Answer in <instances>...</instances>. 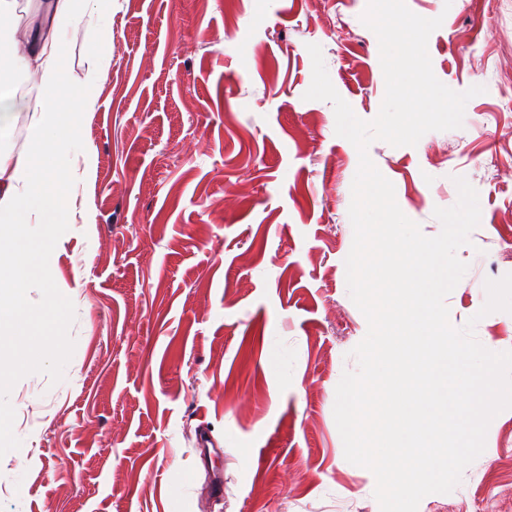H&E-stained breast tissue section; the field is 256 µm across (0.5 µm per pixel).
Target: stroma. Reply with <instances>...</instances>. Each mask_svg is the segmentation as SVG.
Masks as SVG:
<instances>
[{
	"instance_id": "stroma-1",
	"label": "stroma",
	"mask_w": 512,
	"mask_h": 512,
	"mask_svg": "<svg viewBox=\"0 0 512 512\" xmlns=\"http://www.w3.org/2000/svg\"><path fill=\"white\" fill-rule=\"evenodd\" d=\"M367 0H112L63 34L69 84L88 40L112 31V66L53 158L91 223L57 213L51 260L27 278L0 258V289L25 305L63 300L59 326L0 334V353L65 341L15 370L0 399V512H380L373 473L344 457L335 392L368 330L347 288L356 148L331 102L304 100L309 44L364 120L385 94ZM443 23L435 76L474 85L462 128L368 154L424 235L461 176L481 220L457 251L468 270L450 322L512 351V313L481 315L485 283L512 273V0H407ZM224 450L212 490L197 436ZM418 512H512V409L483 453Z\"/></svg>"
}]
</instances>
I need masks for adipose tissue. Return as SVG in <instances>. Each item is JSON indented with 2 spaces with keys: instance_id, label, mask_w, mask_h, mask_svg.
I'll return each instance as SVG.
<instances>
[{
  "instance_id": "adipose-tissue-1",
  "label": "adipose tissue",
  "mask_w": 512,
  "mask_h": 512,
  "mask_svg": "<svg viewBox=\"0 0 512 512\" xmlns=\"http://www.w3.org/2000/svg\"><path fill=\"white\" fill-rule=\"evenodd\" d=\"M101 0H42L34 30L23 44H11V54L25 61L38 77L40 95L18 100L10 83L0 81V140L8 136L15 112H31L29 151L0 153V225L10 228L7 241L14 255L28 259L30 273H40L50 258L46 241L26 231L22 220L36 205H61L74 210V198L60 199L58 175L50 164L52 155L75 136L73 127L57 122L60 108L88 111L94 108L93 87L104 81L112 64V32L99 30L87 53L92 64L83 80L64 87L61 31L79 22L90 6Z\"/></svg>"
}]
</instances>
